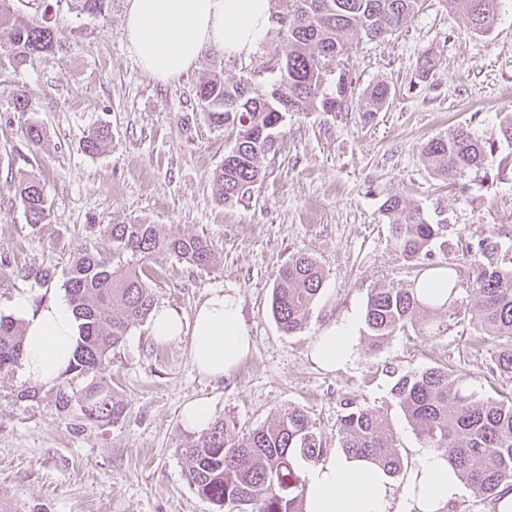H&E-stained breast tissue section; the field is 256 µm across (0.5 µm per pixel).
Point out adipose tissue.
<instances>
[{"mask_svg": "<svg viewBox=\"0 0 512 512\" xmlns=\"http://www.w3.org/2000/svg\"><path fill=\"white\" fill-rule=\"evenodd\" d=\"M271 8V0H127L125 28L142 68L168 80L193 66L208 46L230 55L251 53L269 27ZM11 305L24 325V375L55 381L72 360L79 336L71 308L59 301L36 308L22 293ZM150 333L160 342L189 337L195 368L213 378L231 374L253 347L240 296L221 290L212 292L189 322L174 310H153ZM357 343L356 321L350 317L316 336L310 356L333 370L353 359ZM460 493L455 471L430 448L422 450L400 489L382 467L334 452L306 469L305 512H397L399 495L406 512H452Z\"/></svg>", "mask_w": 512, "mask_h": 512, "instance_id": "ef3b65f1", "label": "adipose tissue"}]
</instances>
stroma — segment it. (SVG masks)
Segmentation results:
<instances>
[{
    "mask_svg": "<svg viewBox=\"0 0 512 512\" xmlns=\"http://www.w3.org/2000/svg\"><path fill=\"white\" fill-rule=\"evenodd\" d=\"M8 5L23 17H47L66 47L19 67L0 43V316L12 315L18 292L37 303L66 301L62 279L41 284L29 270L64 267L87 250L111 254L105 227L138 221L163 234L206 237L215 253L204 269L172 256L153 263L157 306L188 317L212 290L238 292L253 349L229 376L213 379L194 367L188 339L161 343L148 324L132 327L101 369L68 384L77 395L93 383L108 387L123 409L114 422L59 411L52 383L40 385L35 400H20L30 379L18 367L0 373V512H215L185 476L184 450L198 432L181 409L198 398L238 440L281 409L300 407L331 449L347 406L367 407L384 416L412 466L422 443L393 398L398 377L440 366L466 377L477 397L512 396V375L494 363L495 341L469 321L464 286L446 329L422 312L380 349L359 337L342 368L323 370L310 357L312 340L330 323L363 320L370 288L413 283L382 210L388 195L447 225L449 243L494 236L499 266L512 268V142L499 134L512 116V0H501L486 33L446 0H425L385 39L349 41L323 78L328 89L339 77L351 80L349 108L289 113L261 178L232 205L217 200L213 174L236 132L210 125L195 90L216 71L229 83H269L263 68L284 51L276 27L250 55L210 47L162 81L129 50L126 0H108L99 14L76 0ZM381 82L388 100L362 111L364 91ZM17 88L31 111H15ZM34 122L46 131L37 146L26 137ZM99 124L109 126L111 143L86 154L81 140ZM459 127L493 143L494 153L485 169L451 186L426 167L421 147ZM32 175L50 206L39 228L18 198ZM299 253L322 266L325 280L303 328L286 335L272 317L271 294L279 268Z\"/></svg>",
    "mask_w": 512,
    "mask_h": 512,
    "instance_id": "stroma-1",
    "label": "stroma"
}]
</instances>
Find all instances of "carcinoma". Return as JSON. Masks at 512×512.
Masks as SVG:
<instances>
[{
	"mask_svg": "<svg viewBox=\"0 0 512 512\" xmlns=\"http://www.w3.org/2000/svg\"><path fill=\"white\" fill-rule=\"evenodd\" d=\"M500 0H448V8L466 15L478 31L490 30L498 20ZM420 0H283L285 24L279 33L286 41L281 66L274 80L262 88L247 89L249 79L224 82L212 73L196 88V97L209 123L231 127L237 138L214 174L217 198L239 201L260 177V159L281 133L287 112H340L353 97L352 82L341 77L336 89H322L320 73L342 53L352 38L381 39L404 27L418 12ZM0 31L7 34L14 62L21 66L63 46L60 33L47 19L26 18L0 3ZM389 96L385 84L365 93L369 111L375 112ZM235 108L228 111L224 104ZM110 138L102 126L82 140L89 155L103 151ZM421 156L434 174L452 185L471 170L489 163L492 151L461 127L446 138L427 141ZM19 200L29 223H47L50 206L37 177L20 184ZM396 249L415 269V279L439 275L456 291L459 266L472 270L469 288L473 302L470 321L483 336L499 342L495 364L512 375V269L494 263L498 242L484 237L460 244L459 263L433 261L434 250L448 254L446 224H430L419 207L389 195L382 204ZM112 257L87 251L61 271L45 267L34 278L48 283L60 276L67 300L79 321L80 336L66 374L88 375L99 369L128 331L145 322L156 301L149 263L174 256L197 267H207L213 249L207 238L178 232L162 235L153 224H111ZM324 279L320 265L306 254L293 256L275 278L271 313L286 334L302 329ZM433 307L455 315L452 302L433 305L417 298L413 288L369 289L364 314V335L374 348L415 324L421 309ZM23 330L9 316H0V372L21 361ZM392 394L414 426L424 447L442 453L460 480L475 494L496 496L503 485L512 486V397L479 399L466 380L444 367H430L400 376ZM78 405L85 418L117 420L122 408L103 386L87 388L76 399L58 384L56 407ZM339 447L347 454L369 457L389 472H401L403 461L395 433L385 418L368 408L351 407L338 422ZM306 412L289 407L268 425L236 441L226 423L216 420L185 449L187 480L216 512H305L303 467L327 458Z\"/></svg>",
	"mask_w": 512,
	"mask_h": 512,
	"instance_id": "carcinoma-1",
	"label": "carcinoma"
}]
</instances>
